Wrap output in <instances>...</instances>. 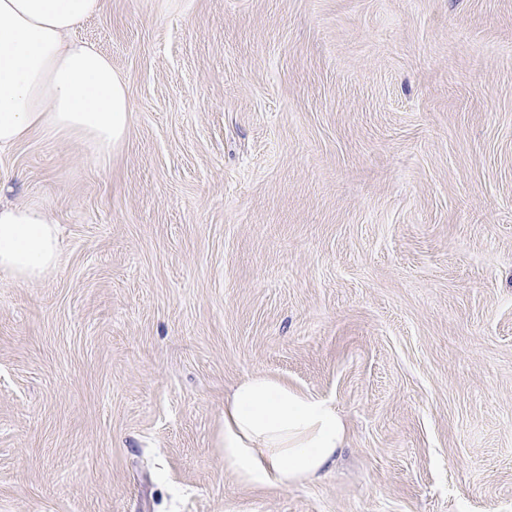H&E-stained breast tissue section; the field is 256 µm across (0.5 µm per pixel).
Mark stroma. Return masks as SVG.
<instances>
[{
	"label": "stroma",
	"mask_w": 512,
	"mask_h": 512,
	"mask_svg": "<svg viewBox=\"0 0 512 512\" xmlns=\"http://www.w3.org/2000/svg\"><path fill=\"white\" fill-rule=\"evenodd\" d=\"M131 125L34 135L62 235L0 275V512H512V0H105ZM335 402L320 479L238 486L224 398Z\"/></svg>",
	"instance_id": "obj_1"
}]
</instances>
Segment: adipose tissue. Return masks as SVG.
<instances>
[{"mask_svg":"<svg viewBox=\"0 0 512 512\" xmlns=\"http://www.w3.org/2000/svg\"><path fill=\"white\" fill-rule=\"evenodd\" d=\"M104 0H0V148L33 133L81 144L105 162L125 143L131 104L107 56L72 40ZM0 180V273L34 282L54 270L57 224L39 203L6 199ZM346 426L330 400L255 373L224 400V469L249 489L285 490L320 478Z\"/></svg>","mask_w":512,"mask_h":512,"instance_id":"adipose-tissue-1","label":"adipose tissue"}]
</instances>
